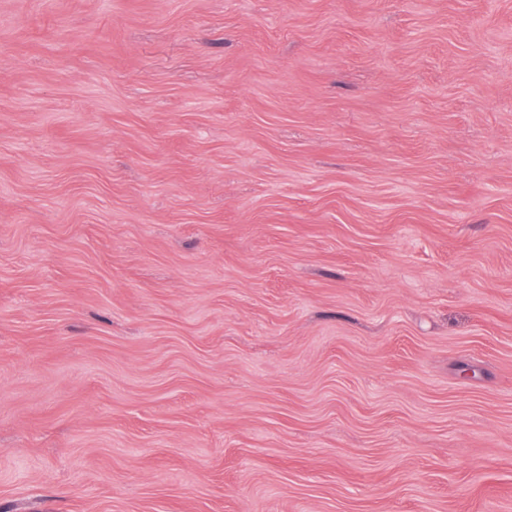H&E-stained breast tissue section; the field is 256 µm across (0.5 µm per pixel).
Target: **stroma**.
Listing matches in <instances>:
<instances>
[{
  "instance_id": "35a3bbf8",
  "label": "stroma",
  "mask_w": 512,
  "mask_h": 512,
  "mask_svg": "<svg viewBox=\"0 0 512 512\" xmlns=\"http://www.w3.org/2000/svg\"><path fill=\"white\" fill-rule=\"evenodd\" d=\"M0 512H512V0H0Z\"/></svg>"
}]
</instances>
